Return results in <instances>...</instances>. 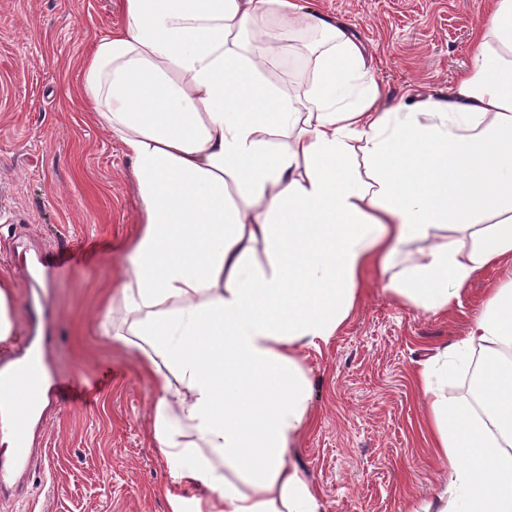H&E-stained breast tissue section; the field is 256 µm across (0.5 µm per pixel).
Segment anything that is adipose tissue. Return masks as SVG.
Instances as JSON below:
<instances>
[{"instance_id":"1","label":"adipose tissue","mask_w":512,"mask_h":512,"mask_svg":"<svg viewBox=\"0 0 512 512\" xmlns=\"http://www.w3.org/2000/svg\"><path fill=\"white\" fill-rule=\"evenodd\" d=\"M122 7L78 96L130 157L145 214L116 292L161 380L153 446L206 489L194 512H320L288 462L311 422L299 353L342 329L364 268L419 244L388 289L438 314L512 264V0H490L447 97L387 111L362 44L296 0ZM295 30L313 67L285 89L264 72ZM417 381L448 463L423 512H512V281Z\"/></svg>"}]
</instances>
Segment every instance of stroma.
I'll return each mask as SVG.
<instances>
[{
  "mask_svg": "<svg viewBox=\"0 0 512 512\" xmlns=\"http://www.w3.org/2000/svg\"><path fill=\"white\" fill-rule=\"evenodd\" d=\"M343 23L362 43L390 108L446 96L469 67L487 0H297ZM122 19V0H0V277L17 286L16 323L43 293L53 311L50 354L64 377L96 378L92 399L62 404L35 456L27 487L0 512H192L200 489L173 484L152 445L160 391L136 345L100 335L105 292L130 268L145 220L131 160L77 97L93 41ZM265 74L284 86L311 66L302 43ZM53 251L50 279L28 281ZM389 275L367 267L349 320L321 349H306L312 424L293 458L323 512H419L448 479L426 423L415 373L466 335L491 289L512 269L478 274L443 314L396 299ZM169 494H161L162 486Z\"/></svg>",
  "mask_w": 512,
  "mask_h": 512,
  "instance_id": "1",
  "label": "stroma"
}]
</instances>
